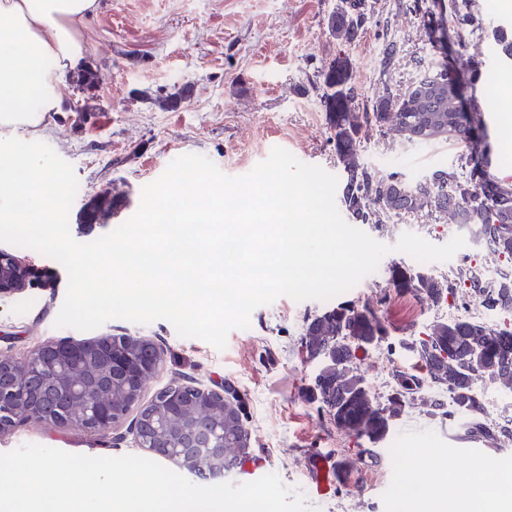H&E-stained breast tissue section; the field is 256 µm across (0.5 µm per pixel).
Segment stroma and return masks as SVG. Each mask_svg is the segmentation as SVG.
Instances as JSON below:
<instances>
[{
    "label": "stroma",
    "instance_id": "stroma-1",
    "mask_svg": "<svg viewBox=\"0 0 512 512\" xmlns=\"http://www.w3.org/2000/svg\"><path fill=\"white\" fill-rule=\"evenodd\" d=\"M362 2L367 22L349 42L329 34L327 18L351 0H100L84 29L97 87L90 95L67 87L70 109L50 115L43 138L73 166L79 181L69 212L72 237L89 242L124 223L137 211L143 187L186 153L204 155L223 173L239 176L280 146L304 163L343 176L321 102L325 66L348 58L361 113L385 97L402 100L428 72L435 39L445 44L449 65L463 71L468 105L491 107L495 122L487 128L488 156L497 163L492 175L512 180V63L495 60L497 31L512 25V0H470L472 22L462 32L442 0ZM389 41L396 42L398 52L386 64L382 51ZM186 85L191 95L170 104ZM88 101L93 111H84ZM467 153L465 144L452 138L415 141L379 124L364 127L358 147L361 165L373 175L396 172L410 183L438 169L460 168ZM103 191L112 193L117 214L100 224L80 223L85 202ZM363 230L391 247L374 273L334 299L282 297L257 308L248 329L230 332L225 349L180 337L165 320L140 325L112 319L100 327L162 346L164 367L147 381L144 400L176 381L230 391L248 432V460L298 489L315 512H393L414 471L466 472L480 465L491 482L512 467V443L487 444L488 458H478L454 420L409 408L387 439L373 444L338 431L329 415L307 400L322 360L306 347L304 321L337 303L370 307L386 330L357 362L379 395L390 390L396 372H422L417 357L400 348L401 340L425 337L433 324L451 315L500 319L454 282L461 268L487 278L512 277V262L485 246L469 242L450 260L427 264V273L454 284L439 304L398 291L389 281L391 266L414 263L395 251L400 236L411 232L445 244L461 232L450 216L384 214ZM12 252L36 275L25 290L0 299V353L20 358L49 340L84 338V331L54 325L67 290L64 267L29 248L16 246ZM127 431L124 423L102 436L71 425L28 422L0 436V452L37 443L117 457L133 451ZM317 457L346 467L326 495L315 492L308 475Z\"/></svg>",
    "mask_w": 512,
    "mask_h": 512
}]
</instances>
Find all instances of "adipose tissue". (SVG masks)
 <instances>
[{
    "label": "adipose tissue",
    "mask_w": 512,
    "mask_h": 512,
    "mask_svg": "<svg viewBox=\"0 0 512 512\" xmlns=\"http://www.w3.org/2000/svg\"><path fill=\"white\" fill-rule=\"evenodd\" d=\"M99 0H0V136L45 135L46 116L69 109L65 79L84 68L89 44L82 28ZM512 502V471L493 484L481 468L411 478L395 512H500Z\"/></svg>",
    "instance_id": "adipose-tissue-1"
}]
</instances>
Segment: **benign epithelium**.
I'll list each match as a JSON object with an SVG mask.
<instances>
[{"mask_svg":"<svg viewBox=\"0 0 512 512\" xmlns=\"http://www.w3.org/2000/svg\"><path fill=\"white\" fill-rule=\"evenodd\" d=\"M406 135L430 140L448 135L447 128L417 125L400 117ZM33 269L0 249V298L23 290ZM161 347L142 336L50 340L24 358L0 356V434L20 422L36 420L77 425L91 434L109 432L128 412H136L129 433L136 447L172 461L203 480L224 477V441L247 450V432L239 409L224 395L198 384H179L143 402L137 382L156 372ZM129 387V411L112 405L116 383ZM185 392L199 409L216 412L206 422L184 420L175 413Z\"/></svg>","mask_w":512,"mask_h":512,"instance_id":"obj_1","label":"benign epithelium"}]
</instances>
